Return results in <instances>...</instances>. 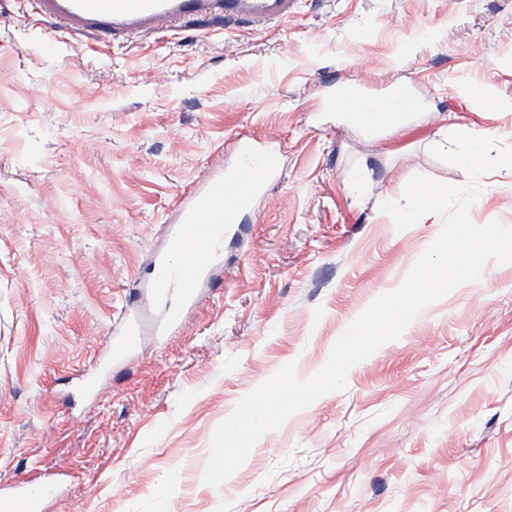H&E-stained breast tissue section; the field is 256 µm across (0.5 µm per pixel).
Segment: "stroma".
Wrapping results in <instances>:
<instances>
[{
  "label": "stroma",
  "mask_w": 512,
  "mask_h": 512,
  "mask_svg": "<svg viewBox=\"0 0 512 512\" xmlns=\"http://www.w3.org/2000/svg\"><path fill=\"white\" fill-rule=\"evenodd\" d=\"M0 0V487L65 477L43 512H512V263H491L351 368L344 390L266 432L223 484L216 427L283 365L318 372L405 280L437 224L380 209L422 174L440 126L512 152V0H301L279 25L176 20L112 46L72 31L37 49ZM409 85L430 114L367 138L331 111L342 87ZM481 93H474V86ZM281 174L227 240L181 328L113 362L125 303L185 188L231 168L237 140ZM366 188L356 193L357 174ZM512 171L478 180L471 220L512 225ZM97 365L93 395L72 377Z\"/></svg>",
  "instance_id": "35a3bbf8"
}]
</instances>
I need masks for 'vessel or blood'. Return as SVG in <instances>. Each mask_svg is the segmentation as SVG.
Returning <instances> with one entry per match:
<instances>
[{
  "label": "vessel or blood",
  "mask_w": 512,
  "mask_h": 512,
  "mask_svg": "<svg viewBox=\"0 0 512 512\" xmlns=\"http://www.w3.org/2000/svg\"><path fill=\"white\" fill-rule=\"evenodd\" d=\"M57 19L63 29L98 30L124 41L151 32L159 22L220 13L228 21L258 26L282 22L297 10L299 0H22ZM238 162L224 173L208 177L176 202L167 246L153 265L147 283L155 309L154 332L166 336L182 320V309L194 303L210 283L214 268L224 262V239L237 234L249 220L256 197L278 174L279 154L238 140ZM112 337V356L124 358L137 344L143 323L132 307H123ZM53 484H20L0 499V512H42Z\"/></svg>",
  "instance_id": "obj_1"
}]
</instances>
